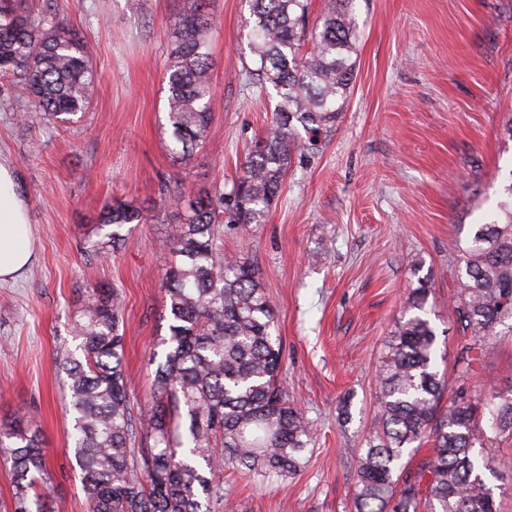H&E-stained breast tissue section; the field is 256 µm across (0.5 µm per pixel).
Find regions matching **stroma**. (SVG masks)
<instances>
[{
    "instance_id": "35a3bbf8",
    "label": "stroma",
    "mask_w": 512,
    "mask_h": 512,
    "mask_svg": "<svg viewBox=\"0 0 512 512\" xmlns=\"http://www.w3.org/2000/svg\"><path fill=\"white\" fill-rule=\"evenodd\" d=\"M52 4L93 45L96 81L89 112L66 123L0 112V155L29 201L35 249L28 271L0 284V422L21 416L41 429L49 512H88L55 354L72 342L86 289H120L130 399L148 404L151 357L169 335L163 243L183 222L162 189L182 185L191 199L231 184L275 102L245 75L247 0H206L217 21L213 119L205 147L174 163L165 76L182 0ZM356 22L353 92L320 152L293 164L266 223L224 231L225 252L259 268L285 348L282 384L316 428L312 455L284 484L225 469L210 512H352L353 451L377 411L376 370L410 288H433L441 371L453 374L464 343L448 306L458 274L449 246L492 220L512 174V0H357ZM115 200L148 221L88 259L85 240ZM473 384L512 389V333L497 337Z\"/></svg>"
}]
</instances>
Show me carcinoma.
Segmentation results:
<instances>
[{"label": "carcinoma", "instance_id": "cac0c4a2", "mask_svg": "<svg viewBox=\"0 0 512 512\" xmlns=\"http://www.w3.org/2000/svg\"><path fill=\"white\" fill-rule=\"evenodd\" d=\"M33 0H0V112L48 123L89 111L95 72L88 40ZM205 0H182L167 77L172 161L190 159L212 121L214 21ZM308 0H249L255 67L252 83L279 101L247 154L242 174L189 203L181 234L165 242L175 257L164 296L169 338L154 371L152 402L133 411L123 365L119 289L88 288L56 364L72 398L73 457L88 512H209L222 494L217 473L231 465L263 480L287 481L305 467L313 425L280 381L283 344L258 268L224 256V225L264 224L294 159L319 151L355 79V0H327L313 27ZM305 132L307 137L300 136ZM138 207L107 204L112 227L87 257L122 241L126 224H143ZM459 286L451 304L465 343L455 389L437 367V334L428 314V281L411 289L407 309L385 345L378 370V414L355 452L353 512H498L488 471L502 479L512 463L491 452L512 435V389L471 396L468 383L502 333L512 332V175L495 218L473 224L455 245ZM429 455L408 469L405 456ZM0 455L10 462L11 512H46L37 487L51 476L38 428L16 417L0 423Z\"/></svg>", "mask_w": 512, "mask_h": 512}]
</instances>
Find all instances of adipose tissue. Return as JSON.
I'll use <instances>...</instances> for the list:
<instances>
[{
  "mask_svg": "<svg viewBox=\"0 0 512 512\" xmlns=\"http://www.w3.org/2000/svg\"><path fill=\"white\" fill-rule=\"evenodd\" d=\"M28 211L14 168L0 157V282L21 276L35 258Z\"/></svg>",
  "mask_w": 512,
  "mask_h": 512,
  "instance_id": "adipose-tissue-1",
  "label": "adipose tissue"
}]
</instances>
